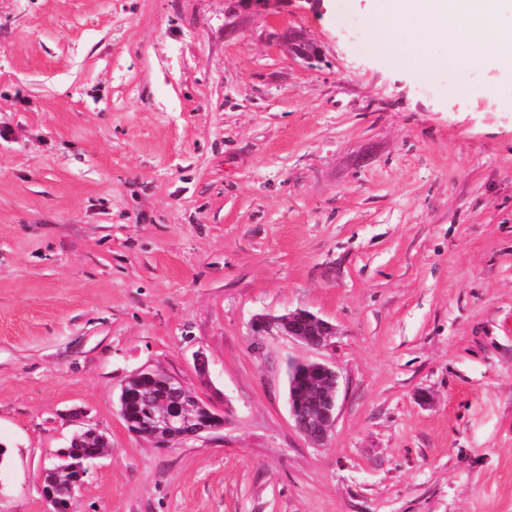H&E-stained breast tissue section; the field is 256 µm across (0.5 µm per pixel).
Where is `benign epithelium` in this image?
<instances>
[{"instance_id":"benign-epithelium-1","label":"benign epithelium","mask_w":512,"mask_h":512,"mask_svg":"<svg viewBox=\"0 0 512 512\" xmlns=\"http://www.w3.org/2000/svg\"><path fill=\"white\" fill-rule=\"evenodd\" d=\"M252 328L257 336L277 329L313 350L325 348L335 336L332 324L306 310L284 317L260 315L254 319ZM297 366L313 369L331 383L330 389L322 392L315 388L306 396L295 392V384L289 385V413L295 428L308 440L321 444L327 440L336 421L339 375L332 365L317 360L293 361L289 364V369ZM164 378L168 396L156 409L145 407L147 431L143 432V436L162 446H169L224 426L223 413L194 393L186 391L176 378L167 374ZM100 457L101 454L98 453L69 468L71 476L68 483H47L43 486V495L55 512L66 510L59 493L63 491L67 496L74 497L75 489L84 483L91 462Z\"/></svg>"}]
</instances>
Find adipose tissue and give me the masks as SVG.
<instances>
[{
  "label": "adipose tissue",
  "mask_w": 512,
  "mask_h": 512,
  "mask_svg": "<svg viewBox=\"0 0 512 512\" xmlns=\"http://www.w3.org/2000/svg\"><path fill=\"white\" fill-rule=\"evenodd\" d=\"M390 7L372 13L369 22L381 36L379 47L391 52L405 16L419 15L432 34L449 36L448 53L430 59L426 48L415 45L408 55L419 76L447 67L458 52H465L472 67L497 62L512 70V0H388Z\"/></svg>",
  "instance_id": "1"
}]
</instances>
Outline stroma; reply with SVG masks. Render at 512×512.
Returning a JSON list of instances; mask_svg holds the SVG:
<instances>
[{
	"instance_id": "stroma-1",
	"label": "stroma",
	"mask_w": 512,
	"mask_h": 512,
	"mask_svg": "<svg viewBox=\"0 0 512 512\" xmlns=\"http://www.w3.org/2000/svg\"><path fill=\"white\" fill-rule=\"evenodd\" d=\"M382 6L0 0V512H53L88 429L74 512H512V74L420 79L445 41L409 17L379 52ZM297 310L328 347L253 335ZM305 359L340 373L320 447ZM144 368L223 429L130 433ZM297 366L313 369L331 383L325 393L318 388L308 392L310 399L295 392V381L289 385V413L295 428L308 440L321 444L327 440L336 421L339 375L332 365L317 360L293 361L288 368L293 371ZM313 370H304L300 386L317 378ZM96 437H98L97 446L101 448L100 452L92 456L90 459L81 462L79 465L74 464V466L68 470H63L65 473H72V475L67 478L68 483L61 484L60 480H58L56 485L51 483L44 484L43 495L45 499L53 506L55 512L71 511L70 508H66L65 503H63L62 500L58 497L60 490L62 489L67 496L73 499L75 489L84 483V478L88 474L91 462L100 458L104 454L106 441L103 437Z\"/></svg>"
}]
</instances>
